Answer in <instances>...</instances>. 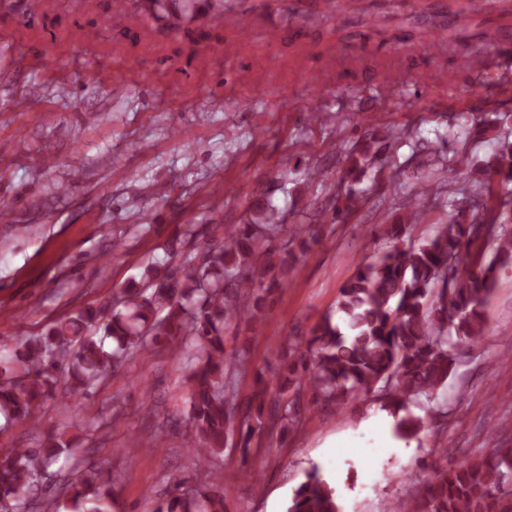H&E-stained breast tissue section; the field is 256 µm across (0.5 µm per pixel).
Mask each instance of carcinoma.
I'll return each instance as SVG.
<instances>
[{"mask_svg":"<svg viewBox=\"0 0 512 512\" xmlns=\"http://www.w3.org/2000/svg\"><path fill=\"white\" fill-rule=\"evenodd\" d=\"M157 11L191 16L194 0H156ZM490 121L466 108L448 124L457 140L471 131H488ZM400 132L386 127L365 147L345 155L343 180L335 188L333 217L347 216L361 203L356 188L366 173L383 169L381 150L373 143L390 142ZM448 165V202L467 196L479 207L471 220L451 218L429 241L407 249L379 252L360 264L339 289L336 315H327L311 331V339L292 342L286 381L259 380L253 400L235 402L231 380L243 360L224 354V333L235 323L261 325L266 293L279 286L288 271V245L315 240L310 230L285 223L284 211L271 193L253 203L248 223L224 228V238L194 251L182 250L180 232L166 241L164 257L143 266L140 280L131 281L98 309H77L47 325L41 334L10 345L0 343V417L5 421H40L44 402L65 382L73 396L88 392L116 371L147 342H164L170 349L196 348L197 364L190 375L189 423L198 443V467L208 469L224 452L228 438L240 430L242 454L249 451L261 418L280 432L302 420V394L314 402L345 411L371 394L382 404L406 415L397 429L406 435L421 431L422 420L408 412L407 402L437 400L454 371L450 348L474 343L484 333L483 308L499 269L512 265V201L497 188L512 183V149L478 169L463 152L438 157ZM418 204L409 216L423 221L425 202L438 195L420 175ZM491 226L486 255L475 241L480 227ZM110 346H105V343ZM257 411L256 425L250 424ZM239 428H234L237 414ZM78 446L56 435L40 448H14L0 460V512H37L46 473L60 459H73ZM173 493L159 512H224L222 491L194 487ZM112 478L88 466L66 478L59 495L88 512H112ZM512 493V448H485L455 464L437 468L417 496L397 500L388 512H500L502 498ZM287 512H339L333 489L314 469L291 499Z\"/></svg>","mask_w":512,"mask_h":512,"instance_id":"cac0c4a2","label":"carcinoma"}]
</instances>
